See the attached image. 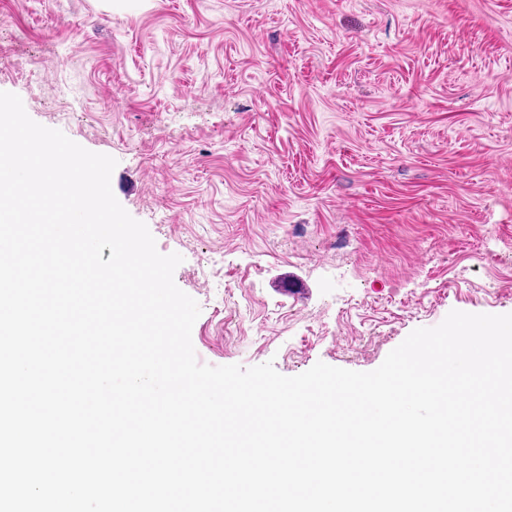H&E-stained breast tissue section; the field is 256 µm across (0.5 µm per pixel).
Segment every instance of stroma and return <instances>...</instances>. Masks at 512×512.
I'll use <instances>...</instances> for the list:
<instances>
[{"label":"stroma","instance_id":"obj_1","mask_svg":"<svg viewBox=\"0 0 512 512\" xmlns=\"http://www.w3.org/2000/svg\"><path fill=\"white\" fill-rule=\"evenodd\" d=\"M0 91L116 159L200 362L512 313V0H0Z\"/></svg>","mask_w":512,"mask_h":512}]
</instances>
